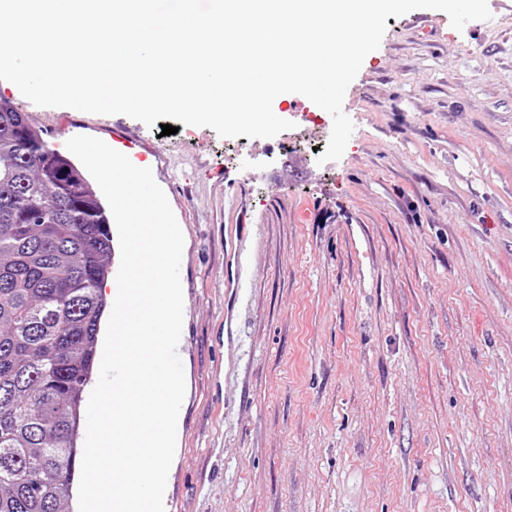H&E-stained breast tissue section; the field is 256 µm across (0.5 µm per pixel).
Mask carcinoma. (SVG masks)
Wrapping results in <instances>:
<instances>
[{"mask_svg": "<svg viewBox=\"0 0 512 512\" xmlns=\"http://www.w3.org/2000/svg\"><path fill=\"white\" fill-rule=\"evenodd\" d=\"M112 242L82 170L0 100V512H69Z\"/></svg>", "mask_w": 512, "mask_h": 512, "instance_id": "obj_1", "label": "carcinoma"}]
</instances>
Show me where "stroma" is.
Returning <instances> with one entry per match:
<instances>
[{
  "label": "stroma",
  "mask_w": 512,
  "mask_h": 512,
  "mask_svg": "<svg viewBox=\"0 0 512 512\" xmlns=\"http://www.w3.org/2000/svg\"><path fill=\"white\" fill-rule=\"evenodd\" d=\"M387 17L339 160L0 98L51 147L133 137L184 236L186 391L165 512H512V0ZM228 224L250 254L224 339Z\"/></svg>",
  "instance_id": "stroma-1"
}]
</instances>
